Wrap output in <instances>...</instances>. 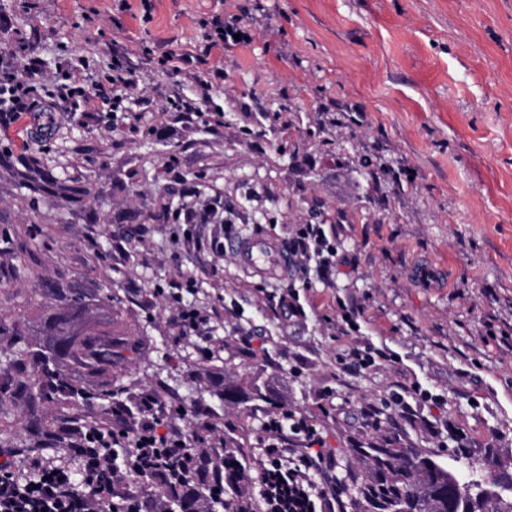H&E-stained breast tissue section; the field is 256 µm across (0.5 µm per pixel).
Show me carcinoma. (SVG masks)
I'll return each mask as SVG.
<instances>
[{
	"instance_id": "carcinoma-1",
	"label": "carcinoma",
	"mask_w": 512,
	"mask_h": 512,
	"mask_svg": "<svg viewBox=\"0 0 512 512\" xmlns=\"http://www.w3.org/2000/svg\"><path fill=\"white\" fill-rule=\"evenodd\" d=\"M23 182L33 183L43 196L64 198L70 203L79 202L89 195L85 188L66 185L54 173L34 159L19 172ZM190 206L181 201L175 207L142 215V224H165L177 219ZM58 310L47 322L49 335L55 337L53 351L40 362V386L51 382L54 392L76 400L78 387L57 379L55 364L61 357L80 360L90 367L110 365L121 367L127 361L126 353L134 354L137 341L104 340L94 343L78 331L76 324L85 313L86 305L77 291L63 292ZM220 395L228 403L256 400L271 403L258 387L247 391L232 378L224 380ZM352 452L360 463L361 480L352 481L346 489L351 512H512V475L503 479L495 475L491 483L480 479L473 481L470 495L462 499L457 491L455 474L434 458L412 448H399L383 440L366 442ZM248 449L231 436L224 437V512H249L248 485L251 472L242 463Z\"/></svg>"
}]
</instances>
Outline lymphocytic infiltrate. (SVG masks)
<instances>
[{"label":"lymphocytic infiltrate","mask_w":512,"mask_h":512,"mask_svg":"<svg viewBox=\"0 0 512 512\" xmlns=\"http://www.w3.org/2000/svg\"><path fill=\"white\" fill-rule=\"evenodd\" d=\"M133 52L120 41L112 43V61L78 55L71 66L96 73L98 91H124L133 85ZM40 61L33 58L17 69L13 55L0 53V127L16 124L31 112H54L58 103L74 101L87 115L97 110L95 93L60 81L52 87L39 82ZM294 262H315L320 279L336 268L338 242L320 224L297 225L288 240ZM193 285L167 296L172 316L169 329L177 340L209 335L211 315L184 301ZM113 420L87 429L70 428L69 450L81 462L79 470L33 461L37 476L22 479L11 462L0 463V512H142L136 476L151 474L160 484L178 486L194 496L200 473H208L214 488L224 486V439L209 432L210 449L198 457L191 436L179 425L186 413L168 405L158 393L139 395L132 413L114 410ZM262 454L250 479L248 494L254 512H346L344 494L329 477L336 458L309 420L292 412L269 416L261 426ZM126 451L123 464L113 461L114 449Z\"/></svg>","instance_id":"f902f5d3"}]
</instances>
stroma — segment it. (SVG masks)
<instances>
[{"instance_id":"1","label":"stroma","mask_w":512,"mask_h":512,"mask_svg":"<svg viewBox=\"0 0 512 512\" xmlns=\"http://www.w3.org/2000/svg\"><path fill=\"white\" fill-rule=\"evenodd\" d=\"M149 2L146 11L140 0H0V25L24 35H0V48L41 56L48 73L79 54L109 64L114 40L141 52L123 111L56 113L47 142L23 121L0 129V431L21 447L13 462L79 466L66 436L31 431L32 417L55 427L66 414L36 383L61 286L84 293L89 330L139 340L123 372L128 406L167 389L168 401L233 431L252 459L276 407L324 428L343 484L361 474L354 444L377 435L438 455L467 480L492 460L512 474V351L484 328L489 318L512 324V0ZM214 16L236 19L250 41L213 50L193 70L158 68L162 54L202 53V22ZM212 66L224 78L204 102L199 83ZM173 95L222 111V127L183 122ZM139 122L154 127L152 146ZM27 157L91 196L53 203L35 223L17 175ZM190 191L221 199L243 235L275 242L321 215L344 262L327 284L303 266L269 278L214 252L220 225L189 243L177 225L125 221ZM190 277L185 302L214 314L208 360L168 330L164 293ZM285 288L312 306L288 324L266 299ZM341 300L361 312L359 332L342 340ZM243 333L254 354L240 352ZM353 345L391 358L339 371L336 353ZM58 371L84 392L86 420L108 417L111 372L69 359ZM227 375L261 386L268 402L225 403L216 384ZM414 386L440 404L411 398L416 418L405 422L390 395ZM328 389L337 392L329 409ZM370 403L379 422L363 414Z\"/></svg>"}]
</instances>
